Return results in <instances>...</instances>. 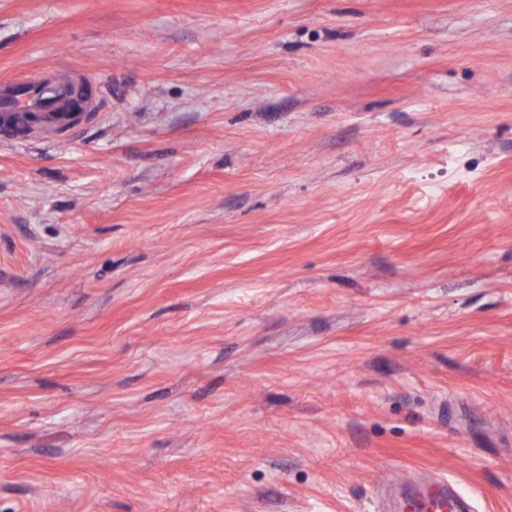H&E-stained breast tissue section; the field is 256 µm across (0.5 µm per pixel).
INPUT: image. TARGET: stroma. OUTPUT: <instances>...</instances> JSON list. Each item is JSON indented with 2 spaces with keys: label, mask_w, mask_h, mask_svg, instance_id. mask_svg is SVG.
<instances>
[{
  "label": "stroma",
  "mask_w": 512,
  "mask_h": 512,
  "mask_svg": "<svg viewBox=\"0 0 512 512\" xmlns=\"http://www.w3.org/2000/svg\"><path fill=\"white\" fill-rule=\"evenodd\" d=\"M0 512H512V0H0ZM74 85L57 74L33 83L0 84V112H4L0 113V133L25 136L42 122L37 112H65L72 103ZM392 509L385 512H471V499L448 478L394 481Z\"/></svg>",
  "instance_id": "obj_1"
}]
</instances>
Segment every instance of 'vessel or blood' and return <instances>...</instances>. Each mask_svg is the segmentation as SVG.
Returning <instances> with one entry per match:
<instances>
[{
  "mask_svg": "<svg viewBox=\"0 0 512 512\" xmlns=\"http://www.w3.org/2000/svg\"><path fill=\"white\" fill-rule=\"evenodd\" d=\"M72 80L50 74L33 83L0 84V112H56L73 100ZM391 512H472L471 499L451 481L407 480L393 483Z\"/></svg>",
  "mask_w": 512,
  "mask_h": 512,
  "instance_id": "b4317fda",
  "label": "vessel or blood"
}]
</instances>
